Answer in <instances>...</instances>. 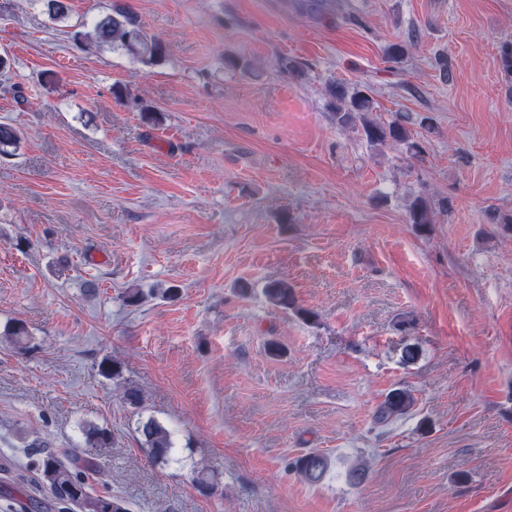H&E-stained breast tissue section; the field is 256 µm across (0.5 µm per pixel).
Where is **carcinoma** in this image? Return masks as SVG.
<instances>
[{
  "instance_id": "carcinoma-1",
  "label": "carcinoma",
  "mask_w": 512,
  "mask_h": 512,
  "mask_svg": "<svg viewBox=\"0 0 512 512\" xmlns=\"http://www.w3.org/2000/svg\"><path fill=\"white\" fill-rule=\"evenodd\" d=\"M49 19L62 22L71 11L70 0H38ZM76 46L86 54L96 53L106 47L121 50L128 57L152 64L163 54L162 43L148 34L138 18L127 5L113 4L111 12L94 18L91 29L73 34ZM328 93L334 100L332 116L344 128L360 129L373 145L395 142L405 147L412 158L424 153L420 141L412 136L409 126L417 123L423 129H431V119H413L402 113L385 123L372 117L373 101L361 89L334 83L328 86ZM24 136L10 124L0 123V158L18 155ZM408 223L424 233L436 223V211L431 202L418 196L408 205ZM266 301L285 311H290L306 323L317 321V314L300 306L294 289L286 280L271 281L262 288ZM5 336L19 349L24 350L30 342L26 324L15 321L5 330ZM99 374L106 379H116L121 375L119 362L105 357L97 365ZM415 404L412 393L404 388H394L378 408L375 420L386 424L392 419L407 414ZM145 441L153 458L160 463L172 460L174 442L172 434L155 419L148 418L137 422L136 427ZM86 441L95 448L110 445L111 433L105 428L93 427L83 431ZM30 466L40 476L49 490L51 499L46 503L49 510L70 512H129L126 503L109 492H98L91 487L89 476L103 473L104 463L93 456L76 453L58 455L54 452L37 451L31 455ZM296 473L307 483H321L330 470V459L319 450H311L298 456L293 462ZM195 487L203 494H209L215 487L214 476L203 468L193 478Z\"/></svg>"
}]
</instances>
